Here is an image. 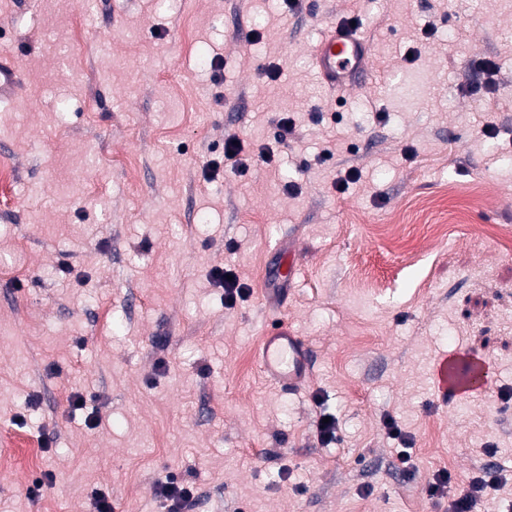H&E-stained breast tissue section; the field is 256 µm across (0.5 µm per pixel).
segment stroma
Segmentation results:
<instances>
[{"instance_id": "35a3bbf8", "label": "stroma", "mask_w": 512, "mask_h": 512, "mask_svg": "<svg viewBox=\"0 0 512 512\" xmlns=\"http://www.w3.org/2000/svg\"><path fill=\"white\" fill-rule=\"evenodd\" d=\"M349 17L371 77L334 96L309 48ZM0 62L19 81L0 103V512H93L99 492L167 512L171 473L192 512H445L433 474L490 462L505 484L483 510L506 512L512 0H0ZM228 134L273 162L205 177ZM290 259L293 284L264 279ZM275 323L311 355L293 393L255 364ZM467 353L496 393L444 399L436 369ZM157 494L166 502L169 512L190 511L195 501L193 487L175 476L158 482Z\"/></svg>"}]
</instances>
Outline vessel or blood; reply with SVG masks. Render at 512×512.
Wrapping results in <instances>:
<instances>
[{
	"instance_id": "b4317fda",
	"label": "vessel or blood",
	"mask_w": 512,
	"mask_h": 512,
	"mask_svg": "<svg viewBox=\"0 0 512 512\" xmlns=\"http://www.w3.org/2000/svg\"><path fill=\"white\" fill-rule=\"evenodd\" d=\"M315 73L321 85L331 92L341 93L364 85L370 77L371 48L365 36L349 25L330 27L311 48ZM258 364L261 374L289 389L304 387L310 377L311 358L307 348L287 327L265 333L260 344ZM478 357H471L461 367L451 368L440 363L437 368L439 388L452 400L470 395L490 396L495 386L490 381L474 385L471 371L480 369Z\"/></svg>"
}]
</instances>
